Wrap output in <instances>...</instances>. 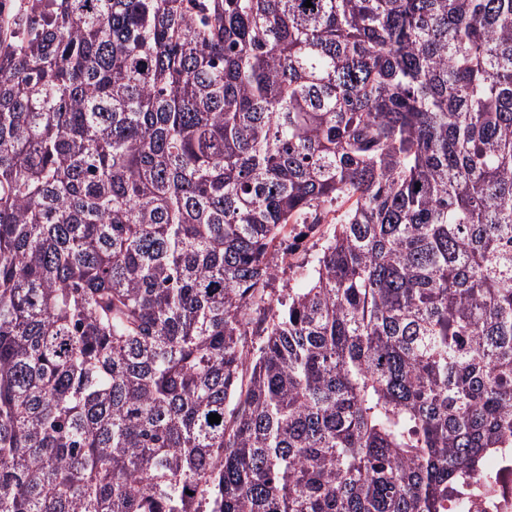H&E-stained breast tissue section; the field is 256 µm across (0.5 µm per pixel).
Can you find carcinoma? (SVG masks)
Listing matches in <instances>:
<instances>
[{
    "instance_id": "cac0c4a2",
    "label": "carcinoma",
    "mask_w": 512,
    "mask_h": 512,
    "mask_svg": "<svg viewBox=\"0 0 512 512\" xmlns=\"http://www.w3.org/2000/svg\"><path fill=\"white\" fill-rule=\"evenodd\" d=\"M305 2L0 8V512L495 491L512 0ZM334 224H321L319 231L316 234L308 233L307 236L303 237L298 244V248L293 255L292 262L294 264L301 263L304 259H307L310 255L314 254L320 248V245L324 239H320V234L325 232V235L333 231Z\"/></svg>"
}]
</instances>
